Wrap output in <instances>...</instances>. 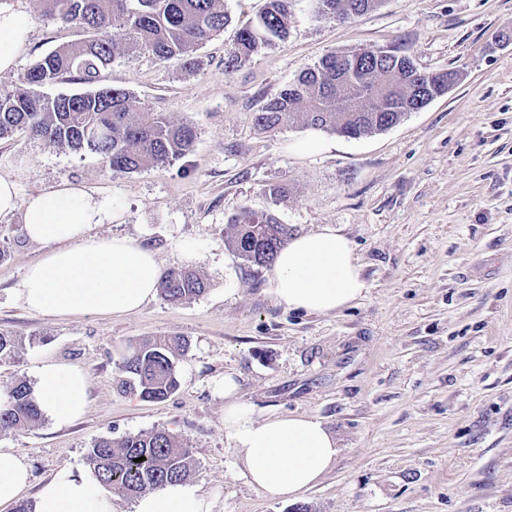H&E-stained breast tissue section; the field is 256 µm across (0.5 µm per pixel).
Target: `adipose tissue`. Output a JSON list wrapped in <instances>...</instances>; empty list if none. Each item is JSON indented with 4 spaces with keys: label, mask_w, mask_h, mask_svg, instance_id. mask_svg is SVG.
I'll list each match as a JSON object with an SVG mask.
<instances>
[{
    "label": "adipose tissue",
    "mask_w": 512,
    "mask_h": 512,
    "mask_svg": "<svg viewBox=\"0 0 512 512\" xmlns=\"http://www.w3.org/2000/svg\"><path fill=\"white\" fill-rule=\"evenodd\" d=\"M32 19L11 0H0V73L12 71L28 45ZM22 212L24 234L44 247L13 288L25 308L58 320L88 314L136 312L158 289L161 268L155 253L130 237L101 238L93 225L113 216L109 204L83 187L63 182L20 197L16 184L0 176V216ZM278 305L327 314L364 297L367 284L352 241L325 226L292 237L270 270ZM90 379L81 368L47 362L33 387L42 415L66 426L84 415ZM224 379V437L242 476L269 496L292 499L314 487L334 467L339 447L318 417L273 415L256 420ZM29 483V465L17 448L0 447V507L19 502ZM35 512H114L111 493L90 469L57 471L40 487ZM134 512H211L201 487L175 482L139 495Z\"/></svg>",
    "instance_id": "1"
}]
</instances>
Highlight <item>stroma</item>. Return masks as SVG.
Segmentation results:
<instances>
[{
	"instance_id": "obj_1",
	"label": "stroma",
	"mask_w": 512,
	"mask_h": 512,
	"mask_svg": "<svg viewBox=\"0 0 512 512\" xmlns=\"http://www.w3.org/2000/svg\"><path fill=\"white\" fill-rule=\"evenodd\" d=\"M35 14V0H11ZM232 21L199 48L197 64L121 56L103 84L146 108L194 123L191 155L113 175L97 154L19 133L0 141V176L20 196L69 181L112 203L95 225L155 251L161 269L189 267L209 289L189 302L162 296L120 317L55 320L26 310L12 289L43 249L23 216L0 217V329L22 343L0 359V394L34 380L45 359L82 368L85 415L59 427L0 433L30 466L22 499L43 480L85 468L100 438L165 428L189 445L212 512H512V0H382L339 24L316 0H291L286 40L233 72L224 52L264 0H225ZM40 18L14 87L40 56L78 39ZM398 46L430 73L458 81L399 124L349 139L301 126L262 133L254 112L324 55ZM285 188L269 196L268 186ZM275 216L291 234L331 224L353 241L368 284L353 306L306 314L277 305L269 270L224 242L241 207ZM179 335L189 350L179 387L147 401L117 388L130 343ZM257 419L310 414L335 434V466L291 500L249 485L224 438L225 375Z\"/></svg>"
}]
</instances>
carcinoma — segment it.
Returning a JSON list of instances; mask_svg holds the SVG:
<instances>
[{
    "instance_id": "cac0c4a2",
    "label": "carcinoma",
    "mask_w": 512,
    "mask_h": 512,
    "mask_svg": "<svg viewBox=\"0 0 512 512\" xmlns=\"http://www.w3.org/2000/svg\"><path fill=\"white\" fill-rule=\"evenodd\" d=\"M319 13L342 23L376 8L381 0H317ZM39 15L76 27L84 37L62 44L36 60L18 86L0 87V140L25 133L50 145L99 155L114 174L161 166L194 151L197 128L152 112L127 90L99 85L102 69L125 54H148L165 62L196 65L195 53L224 31V0H37ZM288 37V0H266L256 18L242 26L226 50L227 73L262 48ZM379 54L371 46L331 52L269 99L254 122L262 130L302 126L356 139L398 124L412 105L443 95L448 73L420 70L399 48ZM71 77L89 90L48 96L42 88ZM225 243L248 265L267 267L288 240L274 216L242 207L228 220ZM207 291L205 279L189 268L169 269L160 280L167 301L183 303ZM19 338L0 330V358L10 357ZM188 351L181 336H155L128 347L119 370L123 391L163 400L179 385L178 364ZM42 414L32 385L19 378L0 408V432L37 425ZM145 457L139 462L137 458ZM100 483L115 499H132L186 480L194 466L191 449L166 429L99 439L86 453Z\"/></svg>"
}]
</instances>
